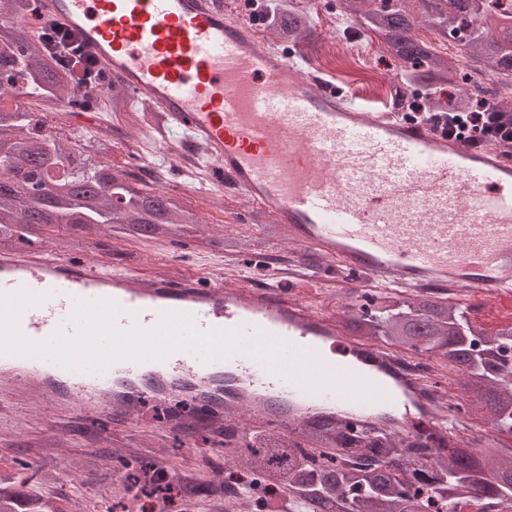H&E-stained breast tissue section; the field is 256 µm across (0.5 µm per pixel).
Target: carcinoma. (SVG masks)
Segmentation results:
<instances>
[{"label":"carcinoma","instance_id":"carcinoma-1","mask_svg":"<svg viewBox=\"0 0 512 512\" xmlns=\"http://www.w3.org/2000/svg\"><path fill=\"white\" fill-rule=\"evenodd\" d=\"M268 25L285 45L315 50L316 24L294 3L271 0ZM27 0H0V76L21 85L27 99L54 112L64 98L82 109L100 108L137 132L149 115L147 101L131 102L114 90L101 105L83 97L72 74L46 54L42 38L23 27ZM356 23L375 34L403 69V85H417L438 111L445 104L469 110L480 88H462L459 67L448 53L412 35L424 25L454 49L470 68L487 67L505 87L489 101L512 113V11L490 0H367ZM0 246L12 245V226L86 228L116 224L132 239H180L184 226L200 223L183 200L136 186L139 179L109 160L71 167L72 154L55 136L40 134L37 113L10 101L0 89ZM96 188L86 191L85 180ZM54 190L26 195L24 186ZM344 328L386 348L424 356L440 376L454 382L466 401L448 411L484 413L501 436L512 437V330L493 331L470 319L467 308L441 296L378 291L361 295L346 311ZM116 491L134 501L162 486L182 494L187 509L214 512L212 484H161L144 480L141 461L116 452ZM29 465L15 462L0 474V512H85L76 500L62 501L33 487ZM222 512H477L512 507V453L490 441L430 443L388 427L342 432L322 420L297 434L255 425L238 439L224 429Z\"/></svg>","mask_w":512,"mask_h":512}]
</instances>
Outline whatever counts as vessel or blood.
Returning <instances> with one entry per match:
<instances>
[{
    "label": "vessel or blood",
    "instance_id": "b4317fda",
    "mask_svg": "<svg viewBox=\"0 0 512 512\" xmlns=\"http://www.w3.org/2000/svg\"><path fill=\"white\" fill-rule=\"evenodd\" d=\"M75 31L108 78L215 162L247 200L236 219L288 230L298 260L335 262L351 294L454 288L480 312H512V150L474 149L389 106L336 90L304 52L287 53L224 0H38ZM309 275L259 289L181 272L106 271L33 252L0 254V364L51 401L131 419L140 398H195L186 430L223 433L240 409L292 430L331 413L344 430L388 412L394 427L453 432L425 405L327 349L381 346L347 336L312 305Z\"/></svg>",
    "mask_w": 512,
    "mask_h": 512
}]
</instances>
